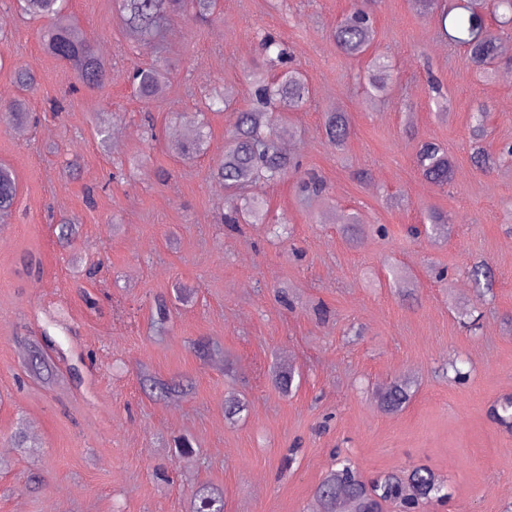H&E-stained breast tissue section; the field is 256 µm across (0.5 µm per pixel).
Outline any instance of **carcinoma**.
I'll return each mask as SVG.
<instances>
[{"label":"carcinoma","mask_w":512,"mask_h":512,"mask_svg":"<svg viewBox=\"0 0 512 512\" xmlns=\"http://www.w3.org/2000/svg\"><path fill=\"white\" fill-rule=\"evenodd\" d=\"M23 16L45 20L48 27L42 33L41 43L47 54L68 65L76 74L78 86L94 89L109 78L112 64L101 56L95 39L87 34L69 11V0H15ZM132 42H163L164 30L174 17L189 16L206 22L215 13L217 0H113ZM380 0H351V7L336 23L333 38L342 52L350 57H362L372 49L375 28L372 16ZM420 16L438 15L440 34L448 44L463 50L471 65L486 74L500 55V46L487 35L488 16L498 18L503 27L512 28V0H409ZM262 62L249 71L256 85L255 103L241 111L231 134V145L222 160L211 171V177L226 189H241L250 180L278 182L291 168L290 161L275 144L271 113L292 111L307 104L310 88L297 70H285L289 60L287 45L269 33L259 38ZM390 65L381 56L371 58L367 81L371 100L386 95ZM18 89L30 92L37 84L36 77L21 66L14 67ZM131 81L137 97L144 105L152 103L167 85V69L161 64L133 70ZM489 109L482 105L474 114L469 136L472 159L483 170L494 168L500 157L483 145L485 122ZM29 118L26 98L17 97L0 110V121L7 125H21ZM324 129L337 149L345 148L350 136V122L346 113L335 109L324 113ZM207 142L204 126L192 129L180 144V152L194 155L205 149ZM417 168L424 178L444 189L455 179V164L448 152L434 141L420 142L416 152ZM17 195L16 179L10 170L0 168V217L12 213ZM227 212L224 223L237 224L243 213L253 222L262 219L263 203L235 195L225 199ZM26 370L36 379L50 383L55 380L56 367L46 348L35 341L28 344ZM141 389L155 398H161L176 388L190 387L184 377L164 381L149 372L139 376ZM380 404L391 411L404 406L408 400L407 387L395 384L378 394ZM411 481L422 494L431 499L446 496L445 485L424 467L412 470ZM322 512H337L342 507L349 512H381L388 500L409 499L408 488L395 476L367 481L359 477L348 465L331 472L319 485L317 492ZM186 512H224V493L218 488L202 485L192 491Z\"/></svg>","instance_id":"cac0c4a2"}]
</instances>
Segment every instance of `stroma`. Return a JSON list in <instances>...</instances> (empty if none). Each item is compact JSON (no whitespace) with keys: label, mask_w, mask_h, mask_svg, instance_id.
Wrapping results in <instances>:
<instances>
[{"label":"stroma","mask_w":512,"mask_h":512,"mask_svg":"<svg viewBox=\"0 0 512 512\" xmlns=\"http://www.w3.org/2000/svg\"><path fill=\"white\" fill-rule=\"evenodd\" d=\"M349 5L220 0L207 24L170 21L161 48L130 43L112 0H71L112 61L102 89L76 93L72 69L42 49L37 24L0 8V103L17 96L13 68L22 66L38 79L27 101L39 117L0 122V166L19 186L11 218L0 221V512H185L198 483L223 487L224 512H314L316 489L341 458L366 479L431 469L448 498L422 512H512V426L492 415L512 398V160L477 168L468 130L485 104L488 143H512V31L489 21L504 51L487 81L438 36L434 19L408 0H383L374 48L394 67L385 101L372 107L365 58L345 56L332 36ZM261 31L286 43L311 89L306 106L275 115V137L293 142L287 155L298 170L245 190L287 225L285 242L268 224L224 223V187L210 176L236 110L250 105L244 72L260 60ZM160 60L170 81L150 132L127 76ZM219 85L232 93L231 111L200 115L197 101ZM440 92L452 103L444 119L433 104ZM54 100L62 112H50ZM336 107L352 124L342 154L322 129L323 112ZM102 112L104 147L95 131ZM203 119L205 153L183 156L172 132ZM422 139L447 149L452 186L418 172ZM145 154L143 170L134 161ZM308 173L324 180V197L302 196ZM428 208L447 213L450 229L414 238ZM353 214L366 227L356 241L344 231ZM62 219L76 226L65 242L54 233ZM31 252L42 274L27 273ZM478 261L495 274L482 301L469 276ZM93 262L101 268L89 283ZM391 264L408 290L396 288ZM161 296L171 318L159 334L151 316ZM46 332L60 372L51 386L24 375L20 342ZM199 339L218 354L199 358ZM78 354L86 363L75 382L68 370ZM452 362L463 379L443 374ZM144 369L191 378L195 390L148 398ZM281 370L295 374L291 392L274 383ZM400 381L409 401L383 409L378 393ZM233 399L244 409L229 419ZM21 428L36 449L13 448ZM180 434L195 439L198 463L175 455Z\"/></svg>","instance_id":"1"}]
</instances>
